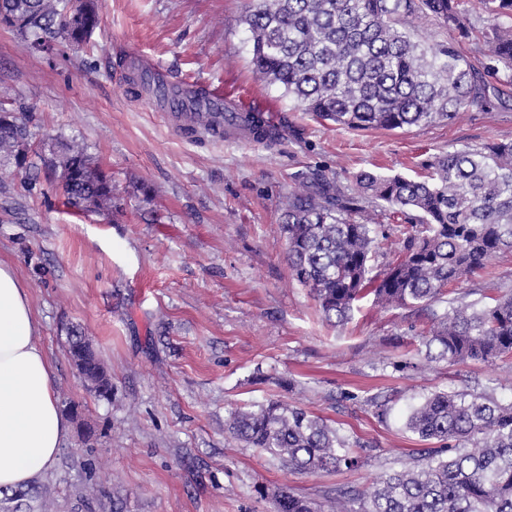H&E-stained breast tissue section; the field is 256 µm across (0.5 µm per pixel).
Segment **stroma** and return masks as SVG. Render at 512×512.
I'll return each instance as SVG.
<instances>
[{
	"label": "stroma",
	"mask_w": 512,
	"mask_h": 512,
	"mask_svg": "<svg viewBox=\"0 0 512 512\" xmlns=\"http://www.w3.org/2000/svg\"><path fill=\"white\" fill-rule=\"evenodd\" d=\"M248 0H102L87 48L31 53L0 26V107L44 152L76 141L112 173V215L73 213L44 169L0 165V261L26 281L38 343L70 432L56 462L0 512H274L282 489L313 502L371 492L422 442L404 427L434 392L512 401V357L430 362L422 322L364 299L327 325L292 276L280 201L299 173L414 175L451 148L512 140V101L454 123L352 131L295 108L253 73L241 17ZM173 79L234 93L279 126L273 143L184 135L128 85L121 45ZM35 188H28V180ZM512 290V253L460 285ZM95 348L110 398L87 387L70 330ZM387 404L377 416L374 400ZM277 400L361 438L357 468L297 473L224 430L230 412Z\"/></svg>",
	"instance_id": "1"
}]
</instances>
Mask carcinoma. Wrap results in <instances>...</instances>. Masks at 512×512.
<instances>
[{"label": "carcinoma", "instance_id": "obj_1", "mask_svg": "<svg viewBox=\"0 0 512 512\" xmlns=\"http://www.w3.org/2000/svg\"><path fill=\"white\" fill-rule=\"evenodd\" d=\"M478 12L486 24L472 27ZM431 14L448 43L426 47L410 22ZM253 71L306 112L350 130H396L455 121L474 105L512 98V0H252L242 18ZM0 24L50 55L81 48L100 24L98 0H0ZM476 46L470 60L459 42ZM495 78L490 82L489 78ZM32 132L0 118V164L26 163ZM76 212L112 213L108 174L80 143L40 155ZM415 177L362 171L354 186L326 174L297 177L281 203L288 265L324 319L345 325L368 296L426 319L417 353L432 361L493 363L512 355V294L449 297L485 261L512 252V141L450 149ZM396 221L387 229L379 216ZM385 270L372 274L382 241ZM84 371L111 389L96 353ZM406 429L438 448L388 475L373 492L338 491L316 504L292 491L276 512H512V402L492 392H435ZM224 429L291 471L350 468L360 439L298 406L271 401L230 413ZM359 507H354V504Z\"/></svg>", "mask_w": 512, "mask_h": 512}]
</instances>
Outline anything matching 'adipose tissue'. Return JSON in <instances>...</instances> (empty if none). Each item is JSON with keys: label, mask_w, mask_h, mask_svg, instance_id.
<instances>
[{"label": "adipose tissue", "mask_w": 512, "mask_h": 512, "mask_svg": "<svg viewBox=\"0 0 512 512\" xmlns=\"http://www.w3.org/2000/svg\"><path fill=\"white\" fill-rule=\"evenodd\" d=\"M25 284L0 263V488L50 468L69 432Z\"/></svg>", "instance_id": "ef3b65f1"}]
</instances>
